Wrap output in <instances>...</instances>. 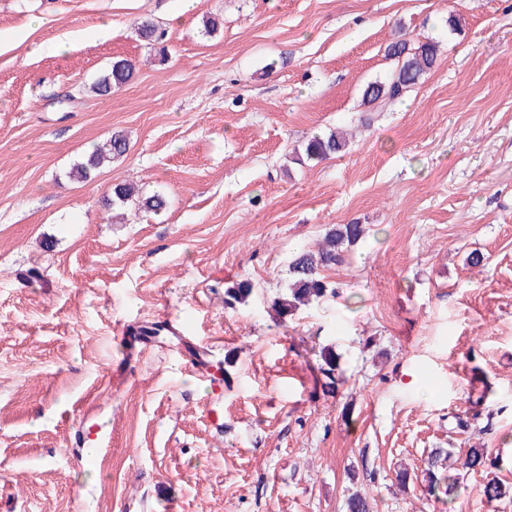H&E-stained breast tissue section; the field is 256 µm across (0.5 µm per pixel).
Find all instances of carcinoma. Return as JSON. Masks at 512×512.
I'll list each match as a JSON object with an SVG mask.
<instances>
[{
  "mask_svg": "<svg viewBox=\"0 0 512 512\" xmlns=\"http://www.w3.org/2000/svg\"><path fill=\"white\" fill-rule=\"evenodd\" d=\"M438 48L435 42L412 43L404 30L398 31L397 38L386 47L389 58L396 62L395 68L383 80L369 82L363 90V101L372 105L380 100H396L416 85L434 67ZM132 75V64L126 60L112 63L110 70L94 85L93 92L99 96L112 93V88L127 83ZM126 137L114 133L100 144L93 145L85 161L75 164L70 170V178L85 181L91 172L103 165L122 157L127 151ZM348 140L332 130L326 134L311 136L303 147L306 159L317 162L326 161L346 151ZM107 206L131 205L137 210L158 212L165 208L166 200L159 193H146L133 183H118L112 188V197L106 200ZM363 224H336L329 228L317 250H301L292 255L288 264L289 281L287 291L273 301L272 309L280 321L294 315L301 307L318 303L325 298L337 295L336 287L321 276V271L338 262L345 250L357 245L366 237ZM254 292L253 283L241 280L224 291V304L230 308L244 304ZM339 356L333 346L320 349L316 370L323 377V392L334 393L338 390ZM486 450L470 448L465 456L457 457L455 464L466 470H476L485 466ZM483 496L490 502L512 495V486L497 480L484 484Z\"/></svg>",
  "mask_w": 512,
  "mask_h": 512,
  "instance_id": "cac0c4a2",
  "label": "carcinoma"
}]
</instances>
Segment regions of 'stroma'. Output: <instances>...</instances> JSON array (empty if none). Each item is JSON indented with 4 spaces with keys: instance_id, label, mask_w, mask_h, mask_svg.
<instances>
[{
    "instance_id": "stroma-1",
    "label": "stroma",
    "mask_w": 512,
    "mask_h": 512,
    "mask_svg": "<svg viewBox=\"0 0 512 512\" xmlns=\"http://www.w3.org/2000/svg\"><path fill=\"white\" fill-rule=\"evenodd\" d=\"M399 26L436 64L363 104ZM332 129L341 156L296 160ZM115 132L126 154L70 181ZM125 181L166 208L113 219ZM350 222L337 297L271 317L293 252ZM202 354L234 358L220 401ZM92 417L112 442L91 456ZM437 448L487 463L433 495ZM493 478L512 485V0H0V512H512ZM132 69V64L127 60H117L113 62L107 74L93 85V92L99 96L110 95L112 88L120 87L129 81L132 75ZM253 292V283L248 279L241 280L225 288L224 304L229 308H234L237 304H244L252 296ZM317 357L318 359L316 363V370L324 379L322 383L323 392H337L340 379L337 378L336 372L340 367V357L336 353L334 347L331 345L322 347Z\"/></svg>"
}]
</instances>
